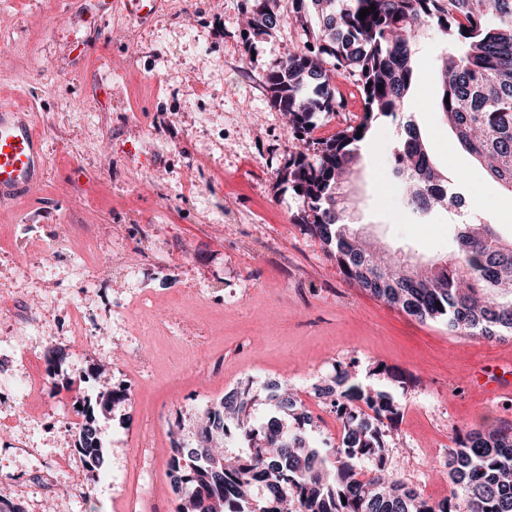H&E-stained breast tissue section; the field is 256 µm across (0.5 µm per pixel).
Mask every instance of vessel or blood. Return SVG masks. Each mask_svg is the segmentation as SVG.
<instances>
[{"label":"vessel or blood","instance_id":"vessel-or-blood-1","mask_svg":"<svg viewBox=\"0 0 512 512\" xmlns=\"http://www.w3.org/2000/svg\"><path fill=\"white\" fill-rule=\"evenodd\" d=\"M161 0H108L106 8L125 16L145 19L155 14ZM46 169L43 139L36 132L32 113L0 106V208L25 199L42 181ZM469 385L480 386L490 394L512 393V379L471 375Z\"/></svg>","mask_w":512,"mask_h":512}]
</instances>
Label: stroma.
Wrapping results in <instances>:
<instances>
[{"mask_svg":"<svg viewBox=\"0 0 512 512\" xmlns=\"http://www.w3.org/2000/svg\"><path fill=\"white\" fill-rule=\"evenodd\" d=\"M102 0H0V102L31 110L47 175L17 214L0 216V374L22 368L20 345L60 348L58 394L42 415L0 388V512H125L129 485L167 479L178 415L246 382L290 383L338 443L320 391L336 365L395 414L383 430L411 488L447 490L443 464L457 431L512 423L506 398L467 384L512 365V337L462 336L421 322L349 284L298 218L281 169L297 142L263 86L299 40L286 24L241 38L245 0H162L146 19L104 16ZM446 47L432 27L415 45L420 108L413 122L449 180L467 189L464 220L512 237V197L444 125L429 61ZM379 118L361 149L353 221L424 263L448 258L446 211L411 213L380 178L399 138ZM141 267L128 282L127 265ZM186 335L146 336L144 309ZM80 312L91 344L66 322ZM394 376H387V369ZM127 400L99 415L104 470L74 450V400L104 386ZM65 469L48 471L50 457Z\"/></svg>","mask_w":512,"mask_h":512,"instance_id":"obj_1","label":"stroma"}]
</instances>
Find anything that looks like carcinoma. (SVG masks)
I'll return each mask as SVG.
<instances>
[{"mask_svg":"<svg viewBox=\"0 0 512 512\" xmlns=\"http://www.w3.org/2000/svg\"><path fill=\"white\" fill-rule=\"evenodd\" d=\"M250 0L245 31L258 34L285 22L301 30L288 57L266 77L268 98L288 115L304 149L286 166L303 200L298 223L320 238L353 286L422 322L440 320L465 336L512 334V240L492 225H457L456 251L443 263L418 266L398 255L364 247L350 218L347 174L379 116L414 109L413 45L421 29L438 28L452 50L437 60L439 110L456 139L497 189L512 195V0H310L321 16L308 24L305 0ZM375 9L359 18V12ZM353 81L361 103L335 133L315 136L316 118L347 111L346 96L330 74ZM391 165L402 177L408 208L420 215L465 207L463 188L434 165L419 127L403 123ZM336 387L325 388L341 424L338 445L321 447L310 435L316 421L292 392L272 394V408L255 415L258 395L247 383L200 412L191 444H173L170 472L176 512H512V425L490 424L457 435L444 467L449 494L432 501L385 474L392 449L381 425L394 405L334 368ZM127 399L108 388L100 407ZM371 413L362 415L356 404ZM83 418L74 447L91 469L104 465L94 410Z\"/></svg>","mask_w":512,"mask_h":512,"instance_id":"cac0c4a2","label":"carcinoma"}]
</instances>
